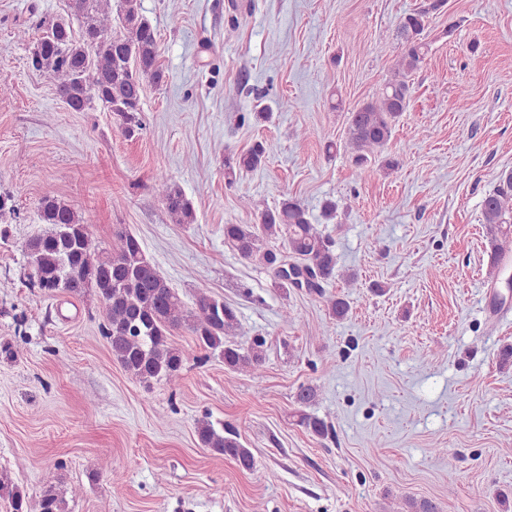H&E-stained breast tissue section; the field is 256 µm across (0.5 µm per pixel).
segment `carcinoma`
I'll list each match as a JSON object with an SVG mask.
<instances>
[{
  "label": "carcinoma",
  "instance_id": "cac0c4a2",
  "mask_svg": "<svg viewBox=\"0 0 512 512\" xmlns=\"http://www.w3.org/2000/svg\"><path fill=\"white\" fill-rule=\"evenodd\" d=\"M444 4L445 0H433L428 8L402 18L399 33L403 50L393 78L377 98L350 112L347 145L352 164L363 178L375 172L395 125L407 111L409 76L429 50L422 37L425 18ZM74 19L80 24L77 33ZM117 20V27H112L111 0H67V16L39 21L41 35L28 60L32 69L55 86L62 102L77 112L94 101L101 103L117 117L122 134L133 139L144 127L143 84H162L165 71L159 63L157 33L140 13L138 0H119ZM266 152L265 145L257 142L226 157L228 182L240 172L262 168ZM155 184L171 220L193 223L190 200L168 175L157 173ZM38 212L47 229L25 244L31 285L48 297L96 296L104 312L101 335L116 361L133 378L147 387L155 382L174 387L190 356L200 364L218 357L232 371L263 367L267 354L264 337L254 336L246 345L234 340L241 334L237 308L203 290L193 307H186L132 232L118 227L112 232L110 245L99 247L76 210L51 189L40 198ZM483 217L486 224L512 230V173L504 175L485 198ZM278 240L282 242L280 248L272 245ZM224 243L240 258L266 269L278 288L295 287L278 271L287 257L303 267L311 293L323 294L325 286L336 279L333 241L319 231L306 208L293 198L262 210L255 224L224 225ZM181 328L194 337L190 353L171 342L174 331ZM298 422L319 437L329 432L325 421L303 411ZM195 433L202 447L246 470L253 468V455L234 425L215 424L206 413L195 420ZM0 500L8 503L11 512H67V502L50 473L44 477L38 500L32 503L26 491L8 473L1 472Z\"/></svg>",
  "mask_w": 512,
  "mask_h": 512
}]
</instances>
